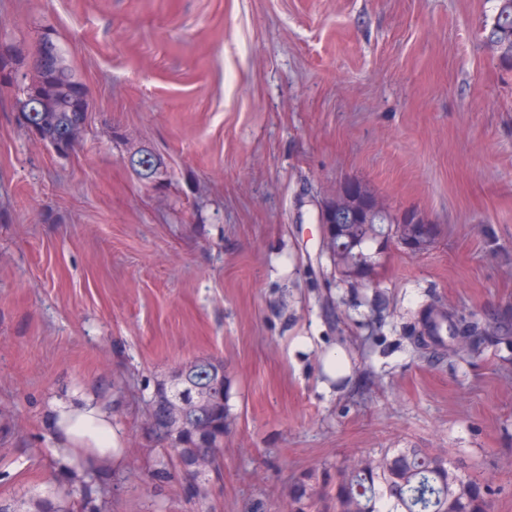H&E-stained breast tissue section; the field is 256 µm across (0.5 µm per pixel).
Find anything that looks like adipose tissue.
<instances>
[{
  "label": "adipose tissue",
  "instance_id": "adipose-tissue-1",
  "mask_svg": "<svg viewBox=\"0 0 512 512\" xmlns=\"http://www.w3.org/2000/svg\"><path fill=\"white\" fill-rule=\"evenodd\" d=\"M54 424V454L72 469L91 467L112 451V414L99 402L60 406Z\"/></svg>",
  "mask_w": 512,
  "mask_h": 512
}]
</instances>
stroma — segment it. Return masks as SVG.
I'll list each match as a JSON object with an SVG mask.
<instances>
[{
    "mask_svg": "<svg viewBox=\"0 0 512 512\" xmlns=\"http://www.w3.org/2000/svg\"><path fill=\"white\" fill-rule=\"evenodd\" d=\"M496 0H0V42L69 51L91 108L60 154L0 85V500L58 483L52 416L112 410L110 512H284L290 483L378 448L445 449L512 512V69ZM163 165L146 183L128 151ZM348 182L440 234L334 276ZM475 355L417 349L429 307ZM340 352L342 367L325 362ZM208 356L234 424L206 506L143 481L158 381ZM484 43L501 65L512 67V0H497L495 15L484 28Z\"/></svg>",
    "mask_w": 512,
    "mask_h": 512,
    "instance_id": "35a3bbf8",
    "label": "stroma"
}]
</instances>
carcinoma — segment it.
Here are the masks:
<instances>
[{"label": "carcinoma", "instance_id": "carcinoma-1", "mask_svg": "<svg viewBox=\"0 0 512 512\" xmlns=\"http://www.w3.org/2000/svg\"><path fill=\"white\" fill-rule=\"evenodd\" d=\"M484 43L500 64L512 67V0H497L495 15L485 25ZM89 91L67 64L64 50L50 33L42 35L33 53L30 81L17 88L16 104L23 106V123L54 147L64 146L75 124L82 118L79 104ZM447 316L427 312L425 343H443ZM473 322L456 328L450 350L471 349ZM212 359L196 357L177 374L178 381H160L150 401L149 435L158 445L143 477L157 489L175 481L186 483L189 498L204 502L209 496L210 473L192 469L204 459L214 469L223 459L224 433L233 416L228 405V387L212 386ZM213 387L204 403L195 401L196 389ZM189 402V425L170 421L178 400ZM54 466L69 485L63 494L36 497L28 512H108L114 479L105 467L70 471L61 460ZM489 487L478 479L461 475L448 460L447 452L422 448H382L336 466L331 476L325 466L296 480L288 490L289 512H321L328 504L333 512H489Z\"/></svg>", "mask_w": 512, "mask_h": 512}]
</instances>
